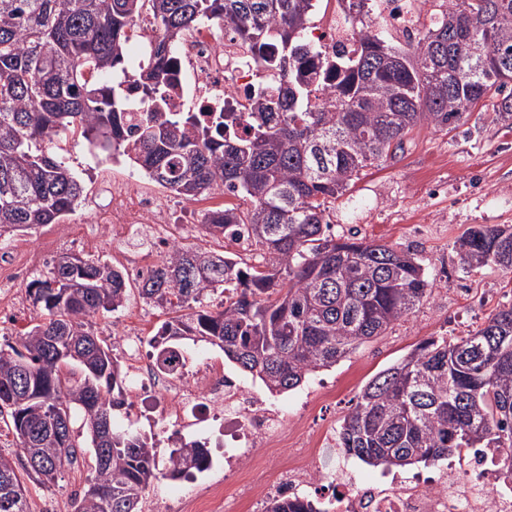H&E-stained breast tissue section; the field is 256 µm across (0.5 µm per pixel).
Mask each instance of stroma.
<instances>
[{
    "label": "stroma",
    "instance_id": "stroma-1",
    "mask_svg": "<svg viewBox=\"0 0 512 512\" xmlns=\"http://www.w3.org/2000/svg\"><path fill=\"white\" fill-rule=\"evenodd\" d=\"M51 152L62 159L84 186L83 196L64 223L44 224L22 232L26 244L20 261L30 265L32 277L46 275L52 259L63 254L84 255L72 239L71 225L90 223L103 201V189L138 183L156 195L183 246H202L231 252L250 265L261 257L247 241L206 236L202 214L191 202L151 182L126 158L117 163L93 164L90 146L81 130L56 137ZM324 219L335 237L351 235L415 253L431 289L408 317L395 322L384 335L362 344L335 366L320 371L303 386L278 395L277 401L298 427L335 432L341 417L362 387L378 372L403 358L429 338L456 340L483 326L496 310L512 305V271L495 266L463 267L455 242L479 225H512V120L500 119L492 107H478L453 131L429 126L415 129L403 153L380 166L365 168L346 194L326 200ZM27 280L0 274V348L18 344L22 333L43 316L27 292ZM158 330L173 317L170 309L147 304L138 290H130L123 307L98 314L93 331L113 345L114 331L128 314ZM96 478L89 449L63 467L53 481L27 479L30 512H74V501Z\"/></svg>",
    "mask_w": 512,
    "mask_h": 512
}]
</instances>
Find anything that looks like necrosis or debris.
<instances>
[{
  "mask_svg": "<svg viewBox=\"0 0 512 512\" xmlns=\"http://www.w3.org/2000/svg\"><path fill=\"white\" fill-rule=\"evenodd\" d=\"M338 8L311 27L321 52L348 53L354 36L339 20ZM282 74L262 67L257 49L233 31L198 27L186 37L171 80L169 109L183 111L194 101L197 112H240L262 87H276ZM96 222L113 241L134 231L154 233L160 250L174 244L153 195L135 185L114 191L111 208L98 210ZM119 341L130 360L128 374L145 397L160 401L158 420L169 442L198 444L224 451L230 487H216L205 498L185 499L186 512H262L268 499L323 500L328 512H512V463L492 448L467 450L425 472L404 476L382 472L374 481L360 477L353 463L337 458L334 436L307 439L287 461L276 465L255 456L287 439V413L272 400L226 374L222 364L204 359L195 366L159 367L158 339L124 331Z\"/></svg>",
  "mask_w": 512,
  "mask_h": 512,
  "instance_id": "1",
  "label": "necrosis or debris"
}]
</instances>
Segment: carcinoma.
I'll use <instances>...</instances> for the list:
<instances>
[{
    "mask_svg": "<svg viewBox=\"0 0 512 512\" xmlns=\"http://www.w3.org/2000/svg\"><path fill=\"white\" fill-rule=\"evenodd\" d=\"M368 0H348L357 46L324 56L304 40L313 0H0V233L59 224L83 186L49 143L79 126L86 138L139 166L154 183L196 201L220 187L246 207L207 214L204 232L249 240L262 262L248 266L202 247L177 245L142 278V298L177 315L161 326L158 358L199 336L259 379L286 393L336 365L407 317L430 290L409 251L327 233L324 201L350 189L360 170L404 151L415 128L438 131L479 103L512 118V0H428L422 36L396 47L365 21ZM458 18L456 28L448 17ZM154 36L130 68L128 30ZM206 23L231 29L288 70L281 88L254 111L171 112L166 85L176 49ZM402 62L390 65L392 50ZM246 132L239 133V125ZM463 265L512 269V226L480 225L456 241ZM224 294L220 308L204 301ZM44 321L0 350V415L25 458L18 470L0 453V512H29L21 473L55 479L83 447L109 464L75 512H138L158 478L147 439L117 430L124 405L121 366L90 318L113 312L127 280L89 254L28 284ZM344 454L372 467L435 465L464 448H498L512 458V306L454 342L431 338L377 373L339 427ZM205 448H173L166 476L209 467ZM265 512H325L319 502L271 499Z\"/></svg>",
    "mask_w": 512,
    "mask_h": 512,
    "instance_id": "obj_1",
    "label": "carcinoma"
}]
</instances>
